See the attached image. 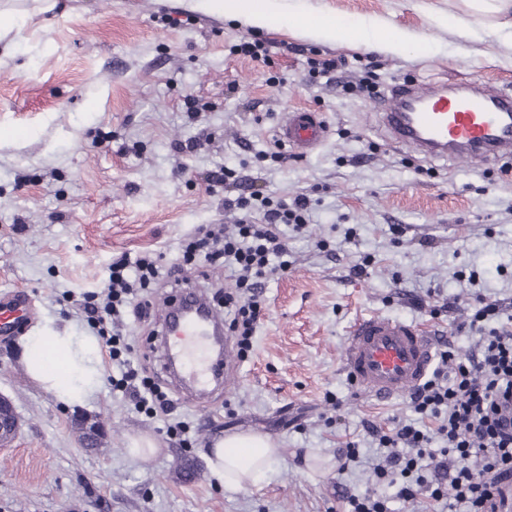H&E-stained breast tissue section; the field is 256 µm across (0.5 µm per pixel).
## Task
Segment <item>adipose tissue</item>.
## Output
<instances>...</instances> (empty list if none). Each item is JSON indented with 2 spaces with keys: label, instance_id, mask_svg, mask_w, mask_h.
Here are the masks:
<instances>
[{
  "label": "adipose tissue",
  "instance_id": "adipose-tissue-1",
  "mask_svg": "<svg viewBox=\"0 0 512 512\" xmlns=\"http://www.w3.org/2000/svg\"><path fill=\"white\" fill-rule=\"evenodd\" d=\"M294 27L339 44L365 42L392 52L405 50L410 36L402 29L373 27L364 23L339 24L333 15L310 20L292 17ZM448 23L466 32L490 30L512 33V0H460L459 12ZM22 364L27 376L57 403L82 407L100 392L102 366L100 341L87 330L62 325L56 320L38 322L25 338ZM279 450L266 435L230 434L208 452V468L216 484L238 492L258 484L277 460Z\"/></svg>",
  "mask_w": 512,
  "mask_h": 512
}]
</instances>
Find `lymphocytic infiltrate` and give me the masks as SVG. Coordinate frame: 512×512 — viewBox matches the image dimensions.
<instances>
[{
	"mask_svg": "<svg viewBox=\"0 0 512 512\" xmlns=\"http://www.w3.org/2000/svg\"><path fill=\"white\" fill-rule=\"evenodd\" d=\"M208 184L235 189L224 206L237 217L233 225L213 224L185 238L182 265L193 268L202 259L234 273L235 289L225 294L224 307L232 316L228 330L246 356L265 308L263 288L289 268L284 229L305 231L311 199L301 194L288 203L274 201L226 166L213 171ZM109 281L104 299L87 295L80 307L116 369L109 377L113 391L131 393L138 413L158 418L173 402L152 378L139 374L135 349L122 334V315L129 308L137 318L147 317L141 293L159 283L178 292L185 280L148 252L113 258ZM466 330L476 335L477 349L465 356L449 347L440 350V367L411 394L419 421L369 428L379 450L373 465L377 483L347 495L348 512H390L391 500L407 502L422 494L436 502L453 497L466 512H490L497 485L512 480V323L501 320L499 302L485 301ZM437 439L443 442L438 449L432 446Z\"/></svg>",
	"mask_w": 512,
	"mask_h": 512,
	"instance_id": "lymphocytic-infiltrate-1",
	"label": "lymphocytic infiltrate"
}]
</instances>
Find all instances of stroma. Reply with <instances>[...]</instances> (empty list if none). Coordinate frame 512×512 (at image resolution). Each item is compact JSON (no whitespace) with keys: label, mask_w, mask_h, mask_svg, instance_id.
I'll list each match as a JSON object with an SVG mask.
<instances>
[{"label":"stroma","mask_w":512,"mask_h":512,"mask_svg":"<svg viewBox=\"0 0 512 512\" xmlns=\"http://www.w3.org/2000/svg\"><path fill=\"white\" fill-rule=\"evenodd\" d=\"M273 5L277 22L257 28L192 0H0L25 16L0 37V128L28 132L0 143V297L21 291L36 319H71L81 293L105 286L113 257L155 250L178 262L186 236L230 221L223 188L204 180L222 165L270 197L313 203L307 231L288 237L287 274L267 284L235 387L207 407L175 399L174 418L193 429L188 447L107 385L86 407L57 404L27 377L21 333L0 335V392L24 420L0 451V512H345L343 493L375 483L368 426L415 417L408 397L353 392L340 360L350 324L371 312L426 323L464 355L475 340L456 327L477 296L512 301V158L482 170L417 158L389 141L375 100L309 77L310 60L333 58L353 77L377 64L383 91L404 80L512 90V36H463L446 22L457 0ZM295 12L417 41L399 53L336 44L289 27ZM245 37L265 41L269 62L236 53ZM189 96L202 106L194 120ZM295 109L320 113L326 140L305 156L257 161ZM200 136L204 146L175 153ZM366 255L373 264L355 275ZM82 417L101 427L96 447L82 442ZM255 432L280 455L257 487L226 493L204 454ZM137 435L152 437L156 454L131 456ZM350 441L360 462L342 473Z\"/></svg>","instance_id":"1"}]
</instances>
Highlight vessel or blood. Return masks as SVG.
Here are the masks:
<instances>
[{"label": "vessel or blood", "mask_w": 512, "mask_h": 512, "mask_svg": "<svg viewBox=\"0 0 512 512\" xmlns=\"http://www.w3.org/2000/svg\"><path fill=\"white\" fill-rule=\"evenodd\" d=\"M379 116L391 142L424 155L461 159L482 166L512 157V93L480 86L464 93L430 84L394 86ZM319 113L289 112L277 138L304 155L326 138ZM167 339L164 360L180 385L196 398L215 387L232 388L237 352L232 339L213 341L222 321L200 290L163 299ZM29 320L24 297L0 301V332ZM437 338L420 325L383 315L356 318L350 325L341 367L356 394L378 400L407 395L428 376Z\"/></svg>", "instance_id": "obj_1"}]
</instances>
